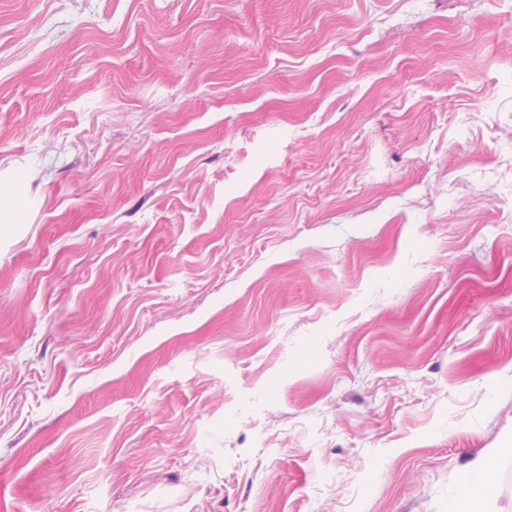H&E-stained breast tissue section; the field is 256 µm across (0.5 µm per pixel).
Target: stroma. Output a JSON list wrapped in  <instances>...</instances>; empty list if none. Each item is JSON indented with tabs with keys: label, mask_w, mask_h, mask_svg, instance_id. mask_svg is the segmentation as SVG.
I'll list each match as a JSON object with an SVG mask.
<instances>
[{
	"label": "stroma",
	"mask_w": 512,
	"mask_h": 512,
	"mask_svg": "<svg viewBox=\"0 0 512 512\" xmlns=\"http://www.w3.org/2000/svg\"><path fill=\"white\" fill-rule=\"evenodd\" d=\"M512 512V0H0V512ZM497 449L487 450L485 456L476 458L467 471V480L461 495L449 503L451 512H492L496 487L492 470L497 458Z\"/></svg>",
	"instance_id": "35a3bbf8"
}]
</instances>
